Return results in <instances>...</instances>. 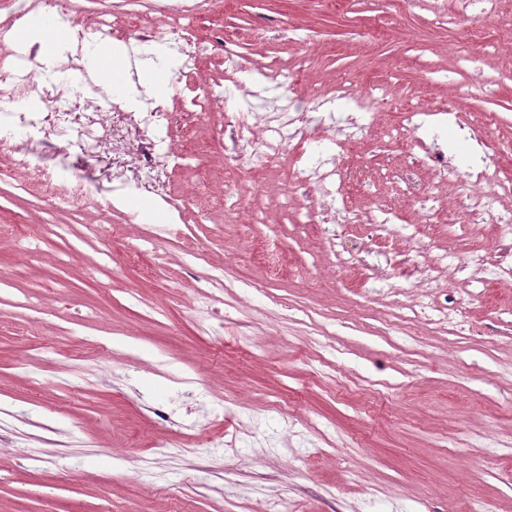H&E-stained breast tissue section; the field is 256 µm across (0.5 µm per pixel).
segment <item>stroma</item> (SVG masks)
<instances>
[{
  "instance_id": "obj_1",
  "label": "stroma",
  "mask_w": 512,
  "mask_h": 512,
  "mask_svg": "<svg viewBox=\"0 0 512 512\" xmlns=\"http://www.w3.org/2000/svg\"><path fill=\"white\" fill-rule=\"evenodd\" d=\"M185 5L192 82L224 90L201 114L177 101L179 75L162 61ZM40 14L59 26L43 50L25 41V20ZM101 17L110 39L95 31ZM135 22L152 29L149 44L130 37ZM0 32L35 68L60 66L82 40L103 78L104 47L124 43L161 84L151 101L171 113L174 145L192 153L190 168L162 157L139 177L143 127L121 116V163L59 144L57 160L88 188L63 207L41 175L0 160V512H259L273 500L302 512H512V273L487 285L480 270L441 262L450 248L498 250L490 225L467 221L475 187L416 172L457 218L418 223L397 192L416 137L387 135L413 104L476 83L444 133L448 158L464 170L475 148L494 147L512 160V47L498 23L457 0H70L65 17L0 0ZM228 41L241 64L232 75ZM275 67L295 69L294 96L318 102L307 137L261 166L234 160L224 115L272 111L282 90L264 74ZM379 83L383 111L340 151L358 112L335 89ZM332 156L351 158L365 185L346 201L360 222L335 224L331 238L297 218L341 207L340 194L288 186L295 168ZM121 181L138 189L114 208ZM230 190L244 211L225 213ZM146 203L162 204L181 234L143 247ZM379 207L412 222V239L370 241ZM337 238L394 264L414 244L439 285L429 307L407 275L347 271ZM217 266L235 276L213 293L221 336L190 308ZM449 298L461 303L452 326L435 313ZM62 345L70 358L55 355ZM186 375L200 381L189 397L176 384ZM225 415L240 438L230 456L204 445ZM162 440L179 447L160 451Z\"/></svg>"
}]
</instances>
